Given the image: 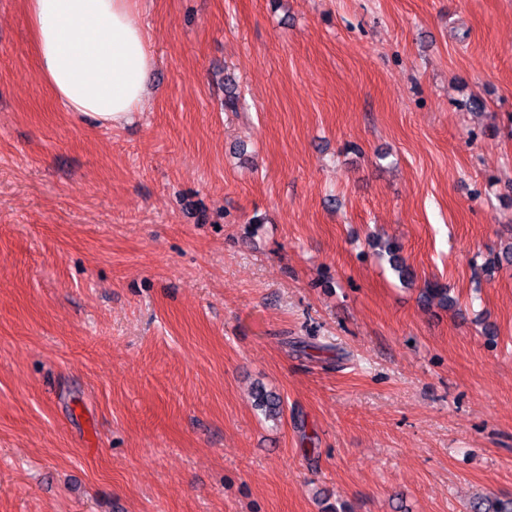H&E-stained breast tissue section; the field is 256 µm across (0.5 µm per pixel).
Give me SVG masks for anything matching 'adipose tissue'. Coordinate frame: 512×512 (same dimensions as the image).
Instances as JSON below:
<instances>
[{
	"label": "adipose tissue",
	"mask_w": 512,
	"mask_h": 512,
	"mask_svg": "<svg viewBox=\"0 0 512 512\" xmlns=\"http://www.w3.org/2000/svg\"><path fill=\"white\" fill-rule=\"evenodd\" d=\"M39 72L82 121L123 125L138 112L155 66L139 0H25Z\"/></svg>",
	"instance_id": "obj_1"
}]
</instances>
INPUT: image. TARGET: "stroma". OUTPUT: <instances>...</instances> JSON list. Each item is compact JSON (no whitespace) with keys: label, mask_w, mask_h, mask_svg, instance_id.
I'll return each instance as SVG.
<instances>
[{"label":"stroma","mask_w":512,"mask_h":512,"mask_svg":"<svg viewBox=\"0 0 512 512\" xmlns=\"http://www.w3.org/2000/svg\"><path fill=\"white\" fill-rule=\"evenodd\" d=\"M139 6L113 129L0 0V512L512 497V267L475 274L512 240V0Z\"/></svg>","instance_id":"stroma-1"}]
</instances>
